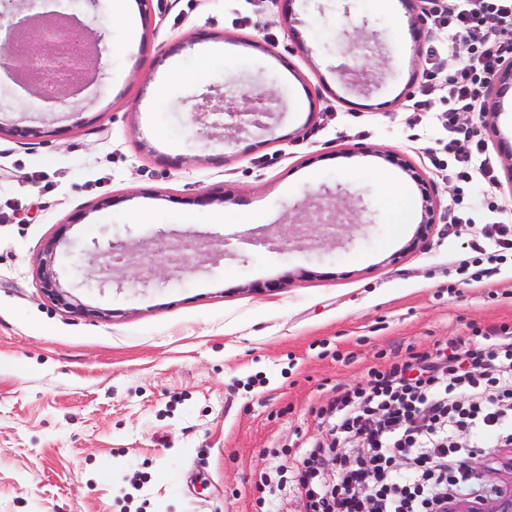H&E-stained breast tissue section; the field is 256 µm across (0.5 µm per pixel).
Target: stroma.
Returning <instances> with one entry per match:
<instances>
[{"label": "stroma", "mask_w": 512, "mask_h": 512, "mask_svg": "<svg viewBox=\"0 0 512 512\" xmlns=\"http://www.w3.org/2000/svg\"><path fill=\"white\" fill-rule=\"evenodd\" d=\"M112 5L91 24L103 73L67 106L18 102L0 80V512H260L263 482L284 483L282 512H304L288 461L322 435L337 387L512 325V260L491 271L470 248L512 221V95L482 85L460 113L483 143L462 182L446 88L470 42L423 0H127L133 30ZM365 41L375 81L359 92L340 69ZM215 47L223 59L202 68ZM230 89L280 97L270 131L195 122L202 96ZM386 180L409 197L406 224L378 205ZM426 193L431 229L411 250ZM322 206L353 223L300 232ZM62 227L56 272L95 316L39 288ZM163 236L215 253L167 268L152 260ZM98 264L122 285L84 288Z\"/></svg>", "instance_id": "35a3bbf8"}]
</instances>
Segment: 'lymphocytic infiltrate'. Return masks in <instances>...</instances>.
<instances>
[{
  "instance_id": "obj_1",
  "label": "lymphocytic infiltrate",
  "mask_w": 512,
  "mask_h": 512,
  "mask_svg": "<svg viewBox=\"0 0 512 512\" xmlns=\"http://www.w3.org/2000/svg\"><path fill=\"white\" fill-rule=\"evenodd\" d=\"M508 18L512 0H495L488 12L461 8L436 16L440 26L463 28L476 49L474 63L448 83V147L462 181L471 135L457 112L497 66L503 47L495 29ZM320 417L329 433L309 443L292 473L305 512H446L460 496L487 498L464 461L490 441L512 447V326L370 370L365 385L338 393Z\"/></svg>"
}]
</instances>
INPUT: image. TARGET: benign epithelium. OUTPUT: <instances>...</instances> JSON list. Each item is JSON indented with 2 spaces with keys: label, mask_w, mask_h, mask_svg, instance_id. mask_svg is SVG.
Wrapping results in <instances>:
<instances>
[{
  "label": "benign epithelium",
  "mask_w": 512,
  "mask_h": 512,
  "mask_svg": "<svg viewBox=\"0 0 512 512\" xmlns=\"http://www.w3.org/2000/svg\"><path fill=\"white\" fill-rule=\"evenodd\" d=\"M37 0L27 2V15L8 28L7 47L0 52V67L18 71V83L40 85L43 99L64 105L82 83L90 55H95V70H100L99 44L103 35L90 29L74 14L60 10L41 12ZM25 57L27 63L17 68L15 60ZM273 98L263 93L246 98L242 108L229 104L226 95L207 96L196 104V122L213 129L235 133L248 126L267 128L265 119L272 116ZM430 198L424 197L422 219L414 239L413 248L428 237L430 229ZM68 246L65 233L49 240L43 247L37 276L44 294L58 306L71 313H86L88 309L60 284L55 271L58 255ZM448 512H512V482H507L492 498L469 502L448 501Z\"/></svg>",
  "instance_id": "7a95c632"
}]
</instances>
